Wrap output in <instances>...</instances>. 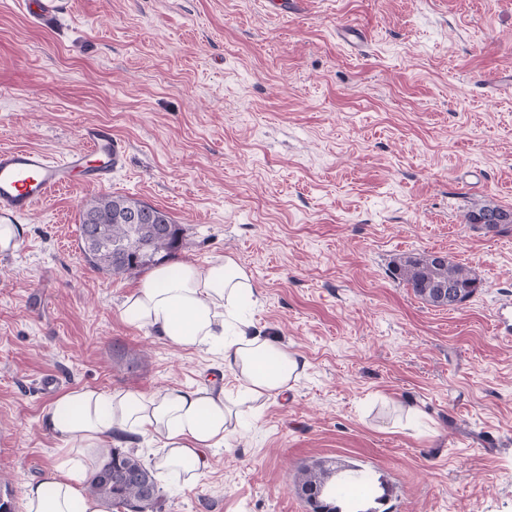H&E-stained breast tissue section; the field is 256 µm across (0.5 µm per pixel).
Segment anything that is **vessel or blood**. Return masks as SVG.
Listing matches in <instances>:
<instances>
[{"label":"vessel or blood","mask_w":512,"mask_h":512,"mask_svg":"<svg viewBox=\"0 0 512 512\" xmlns=\"http://www.w3.org/2000/svg\"><path fill=\"white\" fill-rule=\"evenodd\" d=\"M23 7L50 28L64 14L66 0H24ZM81 139V147L60 159L35 148H0V216L30 215L51 195L73 185L76 177L103 185L126 167L127 143L110 126L84 127Z\"/></svg>","instance_id":"b4317fda"}]
</instances>
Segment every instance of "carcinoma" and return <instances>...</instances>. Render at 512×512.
<instances>
[{"label": "carcinoma", "mask_w": 512, "mask_h": 512, "mask_svg": "<svg viewBox=\"0 0 512 512\" xmlns=\"http://www.w3.org/2000/svg\"><path fill=\"white\" fill-rule=\"evenodd\" d=\"M133 210L138 213V221L122 222ZM463 223L473 230L508 233L512 231V210L489 202L475 204L464 213ZM79 240L89 263L106 274L119 276L170 255L179 247L180 227L167 212L150 204L121 195H103L81 211ZM395 276L416 297L436 307L442 306L437 296L443 285L456 286L462 304L481 287L466 266L431 254L400 260ZM102 455L107 462L87 481V494L116 512H154L160 489L153 471L129 451L108 448ZM333 474L322 463L305 465L293 474V482L312 512H342L336 498L348 496L350 487L343 483L328 486Z\"/></svg>", "instance_id": "obj_1"}]
</instances>
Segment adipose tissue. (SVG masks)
<instances>
[{
  "label": "adipose tissue",
  "instance_id": "ef3b65f1",
  "mask_svg": "<svg viewBox=\"0 0 512 512\" xmlns=\"http://www.w3.org/2000/svg\"><path fill=\"white\" fill-rule=\"evenodd\" d=\"M253 288L250 276L221 256L204 267L180 261L143 279L123 303L124 319L180 350L220 348L238 392L212 382L153 393L85 387L60 394L40 417L59 444V461L25 485L23 512H102L83 484L103 464L98 449L119 440L150 438L161 450L153 462L158 475L194 484L209 466L208 451L228 446L238 405L288 391L306 369L239 315Z\"/></svg>",
  "mask_w": 512,
  "mask_h": 512
}]
</instances>
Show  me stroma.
<instances>
[{"label":"stroma","instance_id":"obj_1","mask_svg":"<svg viewBox=\"0 0 512 512\" xmlns=\"http://www.w3.org/2000/svg\"><path fill=\"white\" fill-rule=\"evenodd\" d=\"M350 25L362 45L338 38ZM88 124L125 138L126 168L51 196L0 253L12 512L56 462L39 418L57 394L194 386L221 362L123 320L149 268L107 275L79 241L108 192L180 225L166 264L232 258L255 287L242 312L307 362L243 406L195 487L159 481L162 512H310L291 476L317 461L382 479L386 512H512V333L494 323L512 232L463 222L512 209V0H70L49 31L0 6V147L59 156ZM424 252L480 290L416 297L393 272ZM492 218L497 220L494 223L496 225H485L489 224L487 220ZM463 222L473 230L492 231L496 234L508 233L512 231V210L504 209L489 202L474 204L464 213Z\"/></svg>","mask_w":512,"mask_h":512}]
</instances>
